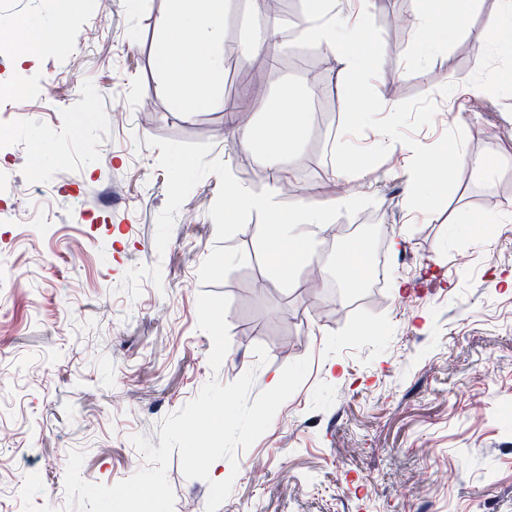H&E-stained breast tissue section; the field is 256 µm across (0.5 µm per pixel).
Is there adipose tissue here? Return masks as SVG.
<instances>
[{
    "label": "adipose tissue",
    "mask_w": 512,
    "mask_h": 512,
    "mask_svg": "<svg viewBox=\"0 0 512 512\" xmlns=\"http://www.w3.org/2000/svg\"><path fill=\"white\" fill-rule=\"evenodd\" d=\"M171 15L164 27L168 36L169 52L161 60L162 66L174 76L172 93L176 103L185 111L199 108H220L224 102L213 93L222 69V49L219 34L224 19V0H173ZM331 0H306V10L299 27L302 36L332 51L342 54L344 70L353 78L365 73L371 52V40L363 22L349 23L327 18ZM459 0H414L409 23L448 37L460 28L457 4ZM478 46L489 44L512 48V0H497V9L484 26L474 32ZM291 106L284 112L278 125L267 126L263 135L253 130L237 131L240 147L252 148L256 140H263L267 152L274 154L284 167L297 160L295 147L305 129L304 103L300 95H290ZM469 168L473 174L484 175L492 168L490 159L470 154L461 140L433 154L418 170L410 183L412 200L424 203L427 211H435L447 192L448 173L457 168ZM356 191L312 205L305 201L289 209H274L268 197L246 192L238 185L225 183V212L233 223H249L254 212H267L269 237L266 255L270 267L279 276H287L302 263L311 243L338 206L355 203Z\"/></svg>",
    "instance_id": "adipose-tissue-1"
}]
</instances>
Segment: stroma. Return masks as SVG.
I'll use <instances>...</instances> for the list:
<instances>
[{
    "label": "stroma",
    "instance_id": "1",
    "mask_svg": "<svg viewBox=\"0 0 512 512\" xmlns=\"http://www.w3.org/2000/svg\"><path fill=\"white\" fill-rule=\"evenodd\" d=\"M413 6L381 0L365 17L372 116L353 125L339 55L294 23L302 0H289L273 56L239 53L258 31L249 0H226L223 48L237 57L213 92L241 102L230 120L181 111L169 90L172 0H112L106 14L96 0H0V21L38 20L52 45L0 67V87L27 90L11 125L25 151L5 176L26 187L21 210L55 212L41 231L0 224V512H63L74 450L85 481L128 479L145 465L132 435L159 445L163 420L210 379L251 370L257 393L304 357L305 382L238 452L218 512H512V223L491 237L480 224L512 214V97L448 88L512 79V51L469 35L496 0H476L440 46L397 24ZM288 86L305 97V131L279 175L232 130L262 129ZM455 138L496 171L457 169L447 204L420 212L408 180ZM350 153L366 165L347 174ZM181 162L190 189L177 196ZM348 175L363 199L337 210L288 284L263 253L266 214H225L228 181L289 208L340 194ZM346 240L383 285L339 287ZM313 264L329 273L318 293ZM167 476L174 512H205L208 485L179 456Z\"/></svg>",
    "mask_w": 512,
    "mask_h": 512
}]
</instances>
